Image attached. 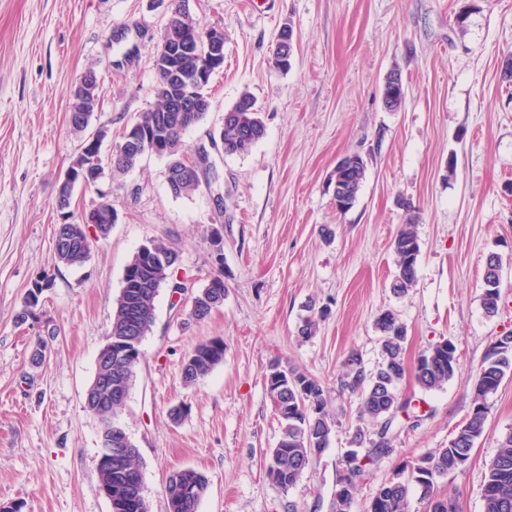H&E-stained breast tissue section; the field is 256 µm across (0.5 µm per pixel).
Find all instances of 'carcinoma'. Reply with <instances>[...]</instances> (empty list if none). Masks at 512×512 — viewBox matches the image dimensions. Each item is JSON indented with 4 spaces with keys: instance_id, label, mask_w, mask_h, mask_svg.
<instances>
[{
    "instance_id": "cac0c4a2",
    "label": "carcinoma",
    "mask_w": 512,
    "mask_h": 512,
    "mask_svg": "<svg viewBox=\"0 0 512 512\" xmlns=\"http://www.w3.org/2000/svg\"><path fill=\"white\" fill-rule=\"evenodd\" d=\"M168 11L183 12L187 23L181 27L171 26L163 30L162 39L168 42L179 40L188 30H195L201 24L193 15L182 11L181 0H170ZM200 64V56L183 55L171 63L166 59L154 58L156 103L142 113L133 123L135 127L149 126L172 139L175 152L167 156L168 168L184 165L178 158L184 146V136L193 126L200 123L203 112H174L171 101L182 94L184 89L173 80L174 69L193 72ZM91 84L99 90L94 70L86 72L81 83L70 92L68 114L70 125L77 131L85 130L92 113L84 112L85 86ZM265 122L254 98L242 94L236 103L224 111V124L212 142L221 146L224 154L245 155L264 137ZM365 164L342 166L335 171V182L345 192L346 212L357 200L365 179ZM417 243L413 223L402 225L395 236L392 247L396 257V269L391 288L397 295L408 292L416 278V255L410 245ZM90 247L72 245L70 249H57L59 261L78 266L89 257ZM179 262L176 249L163 244H149L141 247L127 264L123 277V287L115 298L112 319V342L123 343L128 327L136 325L132 335L143 340L154 320L155 301L162 288H181L183 284L174 278L175 267ZM500 259L496 254L489 256L485 270V291L482 305L487 315L497 313L500 298ZM224 296L206 286L194 296L193 315L198 319L207 317L212 310L221 306ZM376 328L380 331L382 362L374 372H367L363 361L351 353L344 361V371L340 377V388L360 399V416L367 418L374 427L373 437H368L365 428H356L353 443L370 447L361 453L350 449L345 454L343 474L336 480L333 495L334 512H351L358 485L374 463L382 456L394 451L392 446L394 431L398 426V413H408L411 404L400 400L396 385L404 375L402 343L405 328L390 311L376 318ZM138 352L119 362L122 377L119 389L129 393L135 374ZM224 360V341L215 338L199 344L187 359L184 366V379L193 383L205 376ZM459 369L455 345L443 340L425 350L417 360L413 370L416 384L425 391L442 388ZM512 374V334L497 339L494 351L487 359L475 384L474 406L466 424L457 429L448 447L438 448L428 458L410 465L409 476L404 472L382 485L364 512H408L410 484L422 488L427 500L428 512H448L439 506L449 498L434 493V476L445 475L465 467L485 426L488 396L496 393L503 378ZM267 392L280 425L276 445L265 454L264 465L269 477L284 492L293 487L314 458L327 448L335 421L326 410V388L316 377L295 366H281L278 361L270 365L267 375ZM488 476L483 489L484 512H512V433L505 436L497 454L487 464ZM112 498L135 495L137 506L126 512H143L148 508L144 496L143 476L138 464L135 445L124 457L121 467L112 470ZM209 486L208 478L200 471L185 468L173 472L165 484L167 512H198V507Z\"/></svg>"
}]
</instances>
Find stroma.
<instances>
[{"label": "stroma", "mask_w": 512, "mask_h": 512, "mask_svg": "<svg viewBox=\"0 0 512 512\" xmlns=\"http://www.w3.org/2000/svg\"><path fill=\"white\" fill-rule=\"evenodd\" d=\"M188 8L223 29L224 67L186 145L209 143L245 92L266 133L249 154L211 153L220 174L213 192L172 196L168 161L153 155L76 188L74 217L107 201L117 221L92 239L83 265L66 266L54 250L56 197L85 138L68 121L69 92L95 71L101 102L89 127L106 130L102 149L111 151L155 104L165 9L158 0H0V507L111 512L95 472L101 424L84 398L124 268L154 242L178 249L185 290L175 305L161 289L119 416L138 449L151 512H167L166 479L184 468L210 481L198 512H332L360 423L358 397L337 379L353 351L377 370L375 321L389 310L406 327L396 391L419 421L399 417L393 453L359 486L353 512H364L403 465L447 447L470 415L493 344L512 332V0H188ZM286 27L295 45L284 71L272 49ZM393 72L405 89L395 111L382 96ZM353 154L366 178L341 213L333 173ZM410 221L417 276L399 297L390 288L392 242ZM492 254L501 270L490 316L482 295ZM218 274L223 305L194 318L195 294ZM43 279L38 306L18 322ZM313 316L316 334L300 339L299 325ZM217 337L223 361L185 383L187 357ZM445 339L460 369L442 389L423 391L414 365ZM276 360L325 385L335 420L328 447L286 492L264 467L279 435L266 387ZM486 404L470 463L434 482L457 512H482L487 464L512 432V376Z\"/></svg>", "instance_id": "35a3bbf8"}]
</instances>
